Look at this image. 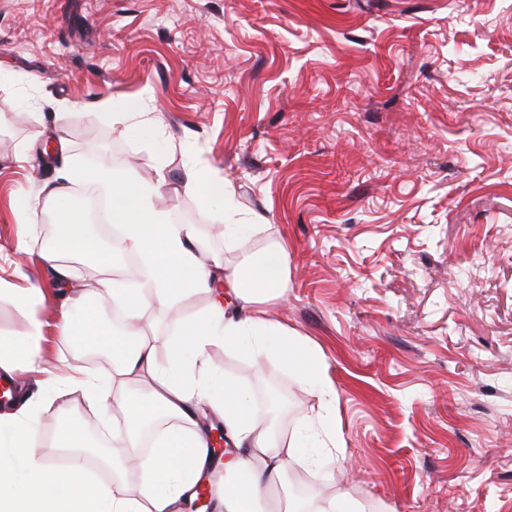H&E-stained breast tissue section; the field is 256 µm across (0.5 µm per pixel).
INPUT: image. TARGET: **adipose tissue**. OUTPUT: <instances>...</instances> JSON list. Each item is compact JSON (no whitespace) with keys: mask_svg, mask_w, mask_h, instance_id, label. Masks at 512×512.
Segmentation results:
<instances>
[{"mask_svg":"<svg viewBox=\"0 0 512 512\" xmlns=\"http://www.w3.org/2000/svg\"><path fill=\"white\" fill-rule=\"evenodd\" d=\"M112 121L136 132L144 142L153 140L160 129L159 117L147 116L139 98L118 103ZM87 177L111 198L110 221L120 229L113 239L114 250L139 254L151 274L129 287L103 280L96 287L75 291L71 302L76 306L95 311L120 308L125 333L110 346L111 376L79 370L70 376L68 387L96 410L108 403L112 384L146 383L150 405L125 402L127 418L138 421L156 406L174 427L136 465L115 461V476L102 481L79 453L70 455L65 472H58L52 459L38 451L28 424L16 420L12 451L0 457V512H180L213 461L210 436L198 422L203 407L223 421L230 445L214 496L215 512H371L342 493L327 499L316 492L305 502L290 494L291 468L302 463L320 471L328 463L327 450L316 446L313 431L306 427L288 437L273 434L261 408L235 380L222 376L207 354L210 346L218 344L247 348L256 362L276 359L295 368L320 404L335 400L320 358L264 308L288 289L285 247L270 240L247 261L232 262L210 248L197 225L174 223L158 206L163 179L145 181L107 166L88 172ZM183 188L208 205L223 201V209L212 212L211 221L223 225L227 249L260 232V225L237 223L231 186L208 169L189 165ZM77 254L88 260L105 257L87 233L83 214L72 210L66 223L56 225L42 259L49 274L66 284L71 279L67 258ZM188 293L207 295L209 306L203 315L181 321L164 370L142 320Z\"/></svg>","mask_w":512,"mask_h":512,"instance_id":"ef3b65f1","label":"adipose tissue"}]
</instances>
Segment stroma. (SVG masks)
Masks as SVG:
<instances>
[{
    "instance_id": "stroma-1",
    "label": "stroma",
    "mask_w": 512,
    "mask_h": 512,
    "mask_svg": "<svg viewBox=\"0 0 512 512\" xmlns=\"http://www.w3.org/2000/svg\"><path fill=\"white\" fill-rule=\"evenodd\" d=\"M127 98L160 113L154 142L102 106ZM59 133L75 169L117 151L139 178L164 171L167 211L214 251L222 227L182 187L193 163L261 225L250 248L284 242L288 294L267 311L321 359L332 409L276 361L209 354L253 404L274 385L292 397L277 432L322 415L329 464L291 481L381 512H512V0H0V282L42 289L40 367L19 347L20 301L0 302V339L17 386L67 401L0 408V453L20 418L61 465L64 421L86 456L128 451L110 444L127 427L113 407L91 413L63 385L78 367L108 376L112 322L76 350L46 285L47 228L15 220L22 203L49 212ZM71 264L75 288L148 274Z\"/></svg>"
}]
</instances>
